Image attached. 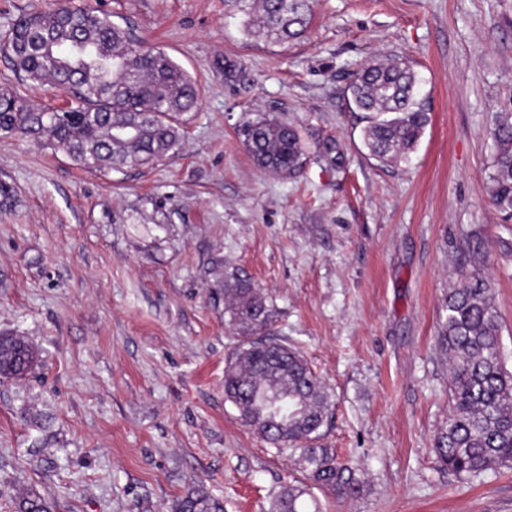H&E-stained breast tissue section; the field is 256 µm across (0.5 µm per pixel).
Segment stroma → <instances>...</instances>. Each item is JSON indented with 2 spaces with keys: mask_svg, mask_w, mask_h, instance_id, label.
Instances as JSON below:
<instances>
[{
  "mask_svg": "<svg viewBox=\"0 0 512 512\" xmlns=\"http://www.w3.org/2000/svg\"><path fill=\"white\" fill-rule=\"evenodd\" d=\"M157 46L201 87L184 145L144 168H79L44 141L0 136V334L41 363L0 380V512L33 489L55 512H170L196 484L225 512H268L305 481L224 399L236 337L215 285L238 270L273 301L332 406L313 441L355 493L312 489L319 512H512V468L448 471L437 342L454 269L479 273L512 367V210L490 200L496 113L512 111V0H316L307 35L246 37L224 0H72ZM399 53L431 121L409 161L363 143L348 86ZM240 73L226 79L219 60ZM62 107L0 49V88ZM264 113L296 128L295 177L259 171L237 130Z\"/></svg>",
  "mask_w": 512,
  "mask_h": 512,
  "instance_id": "stroma-1",
  "label": "stroma"
}]
</instances>
